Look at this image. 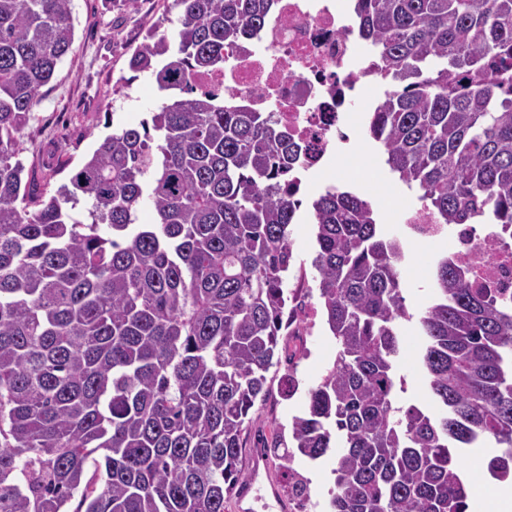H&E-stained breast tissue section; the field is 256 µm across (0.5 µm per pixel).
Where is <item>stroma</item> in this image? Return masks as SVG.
<instances>
[{"label":"stroma","instance_id":"stroma-1","mask_svg":"<svg viewBox=\"0 0 512 512\" xmlns=\"http://www.w3.org/2000/svg\"><path fill=\"white\" fill-rule=\"evenodd\" d=\"M177 17L172 0H73L75 35L70 57L61 64L52 80L41 90V98L23 129L20 159L24 174L38 187L55 194L66 183L68 170L79 166L112 131L139 124L149 118L162 99L148 74L129 68V59L148 32L172 29ZM337 176L347 188L360 192L378 215L381 229L400 235L397 206L378 199L385 188L402 203L418 202L417 191L404 185L390 170L382 147L368 141L362 150L341 157ZM448 249L447 242L413 244L401 269L402 295L409 312H418L431 288L437 257ZM402 355L396 365L397 395L406 406L434 410L426 375L418 363L421 338L415 321L402 322ZM308 354L294 366L280 364L268 374L271 394L257 404L244 433L248 448L270 447L276 427H290L293 416L305 410V391L322 375L336 354V341L327 328L310 337ZM295 377L298 391L288 396V377Z\"/></svg>","mask_w":512,"mask_h":512}]
</instances>
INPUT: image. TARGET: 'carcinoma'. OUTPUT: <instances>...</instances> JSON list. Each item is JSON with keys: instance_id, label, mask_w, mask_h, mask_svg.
Wrapping results in <instances>:
<instances>
[{"instance_id": "1", "label": "carcinoma", "mask_w": 512, "mask_h": 512, "mask_svg": "<svg viewBox=\"0 0 512 512\" xmlns=\"http://www.w3.org/2000/svg\"><path fill=\"white\" fill-rule=\"evenodd\" d=\"M130 69L163 101L106 136L69 184L23 181L20 134L74 42L72 0H0V512H226L282 330L300 151L197 79L263 29L275 0H173ZM389 91L368 120L386 163L443 224L512 237V0H354ZM89 204L87 217L76 213ZM149 204L152 224L137 223ZM311 267L336 354L273 454L335 452L329 512H469L464 448L512 476V302L448 255L418 314L436 411L396 397L410 319L398 236L370 203H312Z\"/></svg>"}]
</instances>
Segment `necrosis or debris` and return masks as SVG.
Listing matches in <instances>:
<instances>
[{
  "instance_id": "1",
  "label": "necrosis or debris",
  "mask_w": 512,
  "mask_h": 512,
  "mask_svg": "<svg viewBox=\"0 0 512 512\" xmlns=\"http://www.w3.org/2000/svg\"><path fill=\"white\" fill-rule=\"evenodd\" d=\"M377 60L359 43L342 0H278L267 26L248 46L224 54L223 72L199 85L265 112L299 145L288 193L305 194L312 173L329 169L356 139L380 98ZM411 243L448 239V256L473 285L512 299V238L496 224L444 225L425 206L401 211Z\"/></svg>"
}]
</instances>
